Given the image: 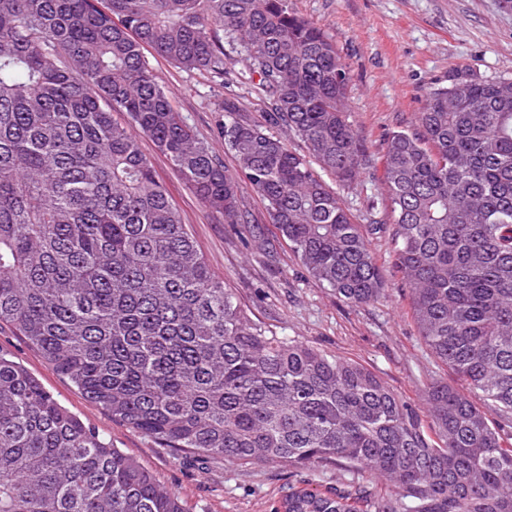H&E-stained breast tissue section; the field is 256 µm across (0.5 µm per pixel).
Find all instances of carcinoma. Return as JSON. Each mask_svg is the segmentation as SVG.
<instances>
[{"label":"carcinoma","mask_w":512,"mask_h":512,"mask_svg":"<svg viewBox=\"0 0 512 512\" xmlns=\"http://www.w3.org/2000/svg\"><path fill=\"white\" fill-rule=\"evenodd\" d=\"M214 25L284 130L224 100L235 176L144 53L222 81ZM349 80L333 40L288 0H0V323L164 448L349 474L306 481L272 512H512V85L464 68L429 91L418 131L385 143L393 222L364 230L323 179L346 185L364 157ZM140 134L224 223H248L243 188L261 197L308 274L349 304L385 297L368 236L388 231L419 335L459 385L429 383L422 413L363 364L255 323ZM0 512L189 510L0 353Z\"/></svg>","instance_id":"1"}]
</instances>
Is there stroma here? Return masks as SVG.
<instances>
[{
	"label": "stroma",
	"mask_w": 512,
	"mask_h": 512,
	"mask_svg": "<svg viewBox=\"0 0 512 512\" xmlns=\"http://www.w3.org/2000/svg\"><path fill=\"white\" fill-rule=\"evenodd\" d=\"M288 7L320 26L349 66L348 120L368 162L340 196L354 223H390L381 165L387 137L415 130L426 93L448 85L462 67H472L484 79L512 80V10L499 0H288ZM222 40L220 83L158 56L151 62L184 120L233 173L237 161L218 133L219 104L237 99L244 117L258 124L266 114L244 52L230 35ZM138 142L211 268L253 321L277 335L362 363L417 405L423 404L430 382L455 384L454 374L430 354L418 334L409 312V291L393 269L388 237L369 239L388 282L385 298L363 306L348 304L308 275L270 224L257 195L242 193L248 223H224L185 185L151 138L143 135ZM0 351L27 368L115 448L136 458L160 484L179 493L189 512H269L289 486L310 477L322 485L336 481L332 468L307 474L283 465L241 467L219 457L161 447L88 400L11 325H0Z\"/></svg>",
	"instance_id": "obj_1"
}]
</instances>
